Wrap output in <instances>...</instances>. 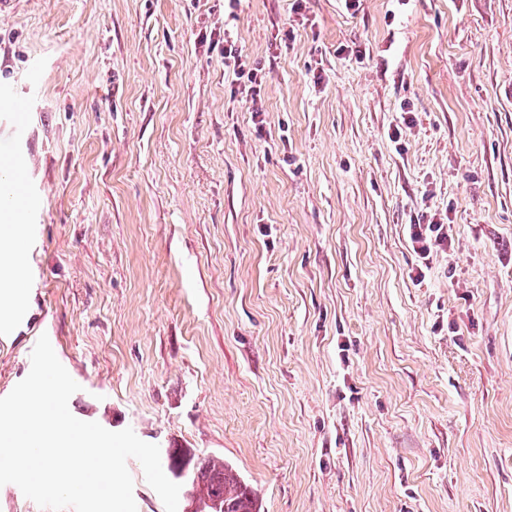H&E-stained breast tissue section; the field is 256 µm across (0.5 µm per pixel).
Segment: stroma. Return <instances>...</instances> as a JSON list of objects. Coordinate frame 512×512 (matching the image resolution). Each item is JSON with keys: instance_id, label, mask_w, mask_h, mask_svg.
Masks as SVG:
<instances>
[{"instance_id": "obj_1", "label": "stroma", "mask_w": 512, "mask_h": 512, "mask_svg": "<svg viewBox=\"0 0 512 512\" xmlns=\"http://www.w3.org/2000/svg\"><path fill=\"white\" fill-rule=\"evenodd\" d=\"M2 92L0 397L45 335L73 416L261 512H512V0H16ZM228 40L224 41V65H230V61H233V71L238 79H242L246 76L247 81L251 84L249 91L251 90V101H252V112H254V117H258L263 112L262 105H258V102H261V86H262V78L257 79V73H254V70H249L247 75H245V70L241 67L242 63H239V58L241 57V53L238 52V49L234 48L233 42L228 45ZM237 67V69H236ZM409 237L413 250L426 260L431 253L448 245V225L413 224L409 227ZM191 456L189 481L184 486L182 498L189 492L193 498L209 509V503H219L214 512H260L251 487L239 472L224 459H199Z\"/></svg>"}]
</instances>
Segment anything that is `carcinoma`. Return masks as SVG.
I'll return each instance as SVG.
<instances>
[{
    "label": "carcinoma",
    "mask_w": 512,
    "mask_h": 512,
    "mask_svg": "<svg viewBox=\"0 0 512 512\" xmlns=\"http://www.w3.org/2000/svg\"><path fill=\"white\" fill-rule=\"evenodd\" d=\"M183 492L204 506L219 503L224 512H259L251 487L222 459L191 460L189 481Z\"/></svg>",
    "instance_id": "1"
}]
</instances>
